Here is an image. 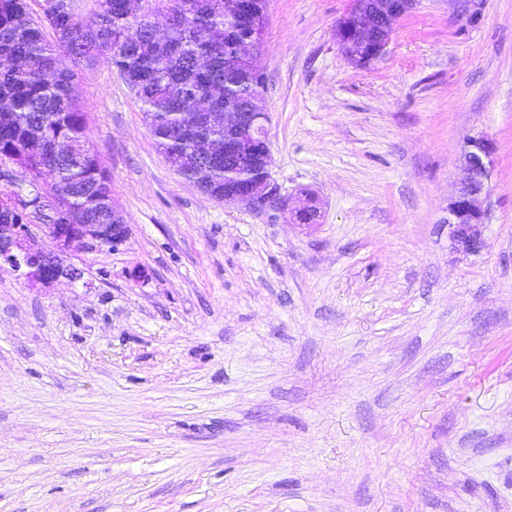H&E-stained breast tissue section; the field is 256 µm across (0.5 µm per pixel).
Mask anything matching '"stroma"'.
Instances as JSON below:
<instances>
[{"label": "stroma", "instance_id": "stroma-1", "mask_svg": "<svg viewBox=\"0 0 512 512\" xmlns=\"http://www.w3.org/2000/svg\"><path fill=\"white\" fill-rule=\"evenodd\" d=\"M351 4L266 7L284 211L202 192L116 72L75 64L131 235L73 251L76 282L0 270V512H512V0H415L366 67ZM493 143L485 138L471 139L462 154L460 187L449 204L452 219L451 239L454 247L463 252H477L483 247L478 226L485 218L488 169L485 159L493 153Z\"/></svg>", "mask_w": 512, "mask_h": 512}]
</instances>
